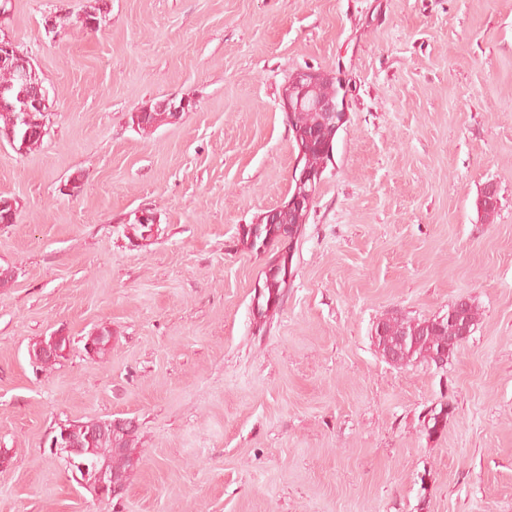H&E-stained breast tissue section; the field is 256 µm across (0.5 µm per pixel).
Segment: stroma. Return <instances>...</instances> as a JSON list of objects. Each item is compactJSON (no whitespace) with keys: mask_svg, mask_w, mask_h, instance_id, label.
<instances>
[{"mask_svg":"<svg viewBox=\"0 0 512 512\" xmlns=\"http://www.w3.org/2000/svg\"><path fill=\"white\" fill-rule=\"evenodd\" d=\"M93 3L0 15L49 92L41 147L0 143L19 203L0 224V512H512V0H107L86 33ZM307 69L340 81L347 120L300 235L256 252L241 229L289 196L281 100ZM165 98L192 106L132 127ZM462 299L478 320L446 366L376 350L385 314ZM103 326L99 360L82 339ZM59 329L73 345L43 369L29 350ZM113 418L136 420L139 461L104 501L49 443ZM282 271H278V267H270L266 273L263 285V292L259 297L258 305L261 317L271 307L274 306L285 289V281L288 284L290 278V269L288 267L285 281L282 279ZM260 300H262L260 302Z\"/></svg>","mask_w":512,"mask_h":512,"instance_id":"stroma-1","label":"stroma"}]
</instances>
